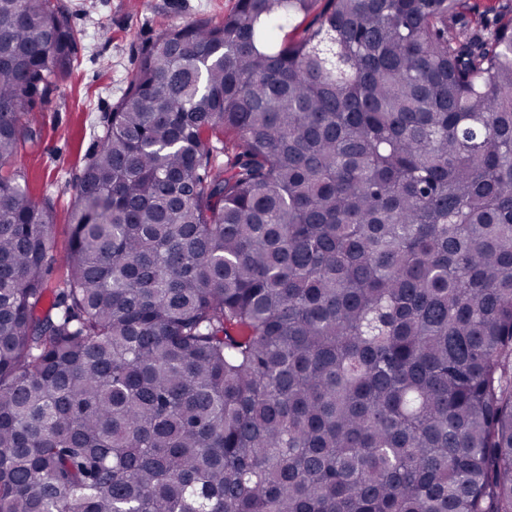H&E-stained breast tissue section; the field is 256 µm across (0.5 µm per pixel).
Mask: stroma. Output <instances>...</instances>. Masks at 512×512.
I'll return each instance as SVG.
<instances>
[{"instance_id": "obj_1", "label": "stroma", "mask_w": 512, "mask_h": 512, "mask_svg": "<svg viewBox=\"0 0 512 512\" xmlns=\"http://www.w3.org/2000/svg\"><path fill=\"white\" fill-rule=\"evenodd\" d=\"M71 26L80 32L77 63L59 77L58 88L35 106L37 137L18 164L36 201L54 209V253L71 236L70 211L84 166L103 132L104 118L136 72L144 44L174 25L223 22L237 0H62Z\"/></svg>"}]
</instances>
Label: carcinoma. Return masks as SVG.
Segmentation results:
<instances>
[{"label": "carcinoma", "instance_id": "1", "mask_svg": "<svg viewBox=\"0 0 512 512\" xmlns=\"http://www.w3.org/2000/svg\"><path fill=\"white\" fill-rule=\"evenodd\" d=\"M506 6L164 30L57 256L15 162L77 34L0 0V512H512Z\"/></svg>", "mask_w": 512, "mask_h": 512}]
</instances>
